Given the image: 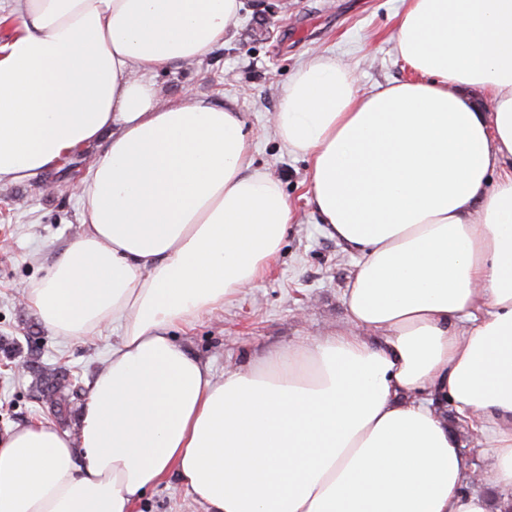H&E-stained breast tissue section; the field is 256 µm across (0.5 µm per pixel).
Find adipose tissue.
Instances as JSON below:
<instances>
[{
	"label": "adipose tissue",
	"instance_id": "ef3b65f1",
	"mask_svg": "<svg viewBox=\"0 0 512 512\" xmlns=\"http://www.w3.org/2000/svg\"><path fill=\"white\" fill-rule=\"evenodd\" d=\"M240 7H0V184L94 152L83 232L25 298L56 335L121 330L75 432L0 435V512H131L171 475L205 512H512V0H402L406 81L366 93L324 56L290 77L274 130L360 256L347 324L217 379L168 331L257 280L291 208L241 112L160 105L137 73L206 56ZM443 399L487 448L493 495L470 490Z\"/></svg>",
	"mask_w": 512,
	"mask_h": 512
}]
</instances>
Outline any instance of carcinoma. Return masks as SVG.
I'll list each match as a JSON object with an SVG mask.
<instances>
[{"instance_id": "cac0c4a2", "label": "carcinoma", "mask_w": 512, "mask_h": 512, "mask_svg": "<svg viewBox=\"0 0 512 512\" xmlns=\"http://www.w3.org/2000/svg\"><path fill=\"white\" fill-rule=\"evenodd\" d=\"M25 372L34 377L36 392L51 416L66 421L78 404V390L82 389L79 378L65 368L45 367L34 359L25 362Z\"/></svg>"}]
</instances>
